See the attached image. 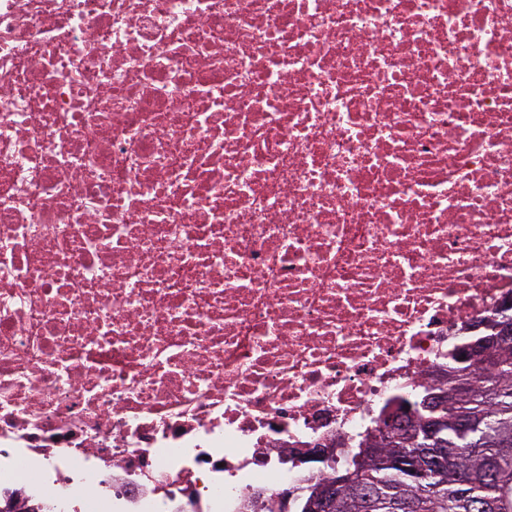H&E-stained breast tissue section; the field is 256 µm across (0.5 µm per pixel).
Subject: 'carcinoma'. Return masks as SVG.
Wrapping results in <instances>:
<instances>
[{"label":"carcinoma","mask_w":512,"mask_h":512,"mask_svg":"<svg viewBox=\"0 0 512 512\" xmlns=\"http://www.w3.org/2000/svg\"><path fill=\"white\" fill-rule=\"evenodd\" d=\"M492 360L448 371L465 388L434 402L399 398L443 428L434 440L412 427L396 436L382 420L374 441L354 457L338 488L336 512H512V339L491 345ZM448 449V466L428 459Z\"/></svg>","instance_id":"1"}]
</instances>
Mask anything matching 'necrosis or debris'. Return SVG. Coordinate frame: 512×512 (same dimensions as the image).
Listing matches in <instances>:
<instances>
[{
	"label": "necrosis or debris",
	"instance_id": "4bbe7bcc",
	"mask_svg": "<svg viewBox=\"0 0 512 512\" xmlns=\"http://www.w3.org/2000/svg\"><path fill=\"white\" fill-rule=\"evenodd\" d=\"M512 307V0H0V498L239 512Z\"/></svg>",
	"mask_w": 512,
	"mask_h": 512
}]
</instances>
